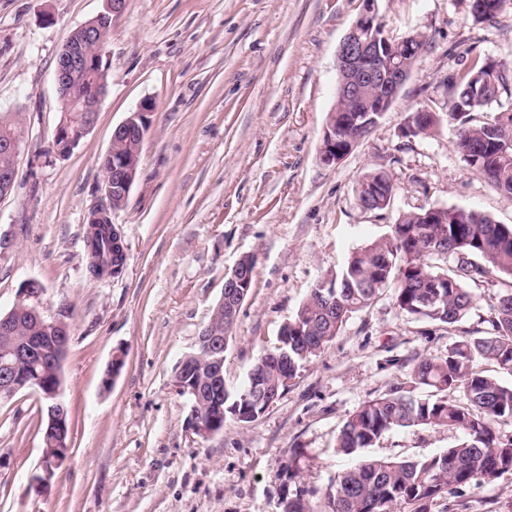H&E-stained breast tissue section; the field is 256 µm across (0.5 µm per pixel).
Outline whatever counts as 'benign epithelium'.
Masks as SVG:
<instances>
[{"label": "benign epithelium", "instance_id": "obj_1", "mask_svg": "<svg viewBox=\"0 0 512 512\" xmlns=\"http://www.w3.org/2000/svg\"><path fill=\"white\" fill-rule=\"evenodd\" d=\"M372 11L364 7V12L350 27L341 40L336 53V70L339 75L338 89L352 97L360 88V82L377 78L384 84L386 95L377 111L387 112L399 90L408 79L405 72L395 68L392 59L396 52L394 41L388 36L380 37L375 33ZM81 33V42L74 44L67 40L59 53L55 79L58 93H63L66 84L72 79L77 68L89 69L102 61L103 50L112 33V27L106 22H87L76 28ZM107 83H97L93 95L85 100L78 111L87 113L83 121L61 120L54 131L52 155L65 157L70 154L93 127L99 105L105 96ZM154 104L148 100L139 104L124 122L115 130L114 136L143 143L149 130V115ZM359 125L354 118L341 124L342 131L336 130V123L325 125L320 147L321 159L326 165H337L360 143L351 129ZM105 159L112 166H102L103 180L98 187L99 203L88 214L90 231H95L100 222L110 220L109 198L126 199L135 180L139 163V152L115 158L105 153ZM250 274L248 268L237 264L224 280V289L218 308L224 311V319L235 320L245 300ZM44 288L39 281L28 279L18 289L13 307L0 314V336L8 339L0 363V401H9L17 393L28 390L37 394L47 406L48 423L42 438L44 448L40 464L41 473L32 477L36 491L46 490L51 484L55 471L63 463L68 449L69 426L66 421L68 407L62 399V367L70 341L68 323L62 317L43 315ZM32 313L40 322L43 335L33 336L25 342L13 341L15 330L14 315ZM229 339L220 336L208 326L204 327L193 351L185 354L177 363L173 376L176 391L189 398L191 429L202 438H208L222 430L220 417H205L198 411L197 402L201 401L200 390L203 386H217L219 382L202 376L203 366L209 362L224 360V352ZM52 363L55 376L51 381L31 376L22 366L33 363Z\"/></svg>", "mask_w": 512, "mask_h": 512}]
</instances>
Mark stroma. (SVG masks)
Instances as JSON below:
<instances>
[{"instance_id":"1","label":"stroma","mask_w":512,"mask_h":512,"mask_svg":"<svg viewBox=\"0 0 512 512\" xmlns=\"http://www.w3.org/2000/svg\"><path fill=\"white\" fill-rule=\"evenodd\" d=\"M104 0H0V113L25 126L12 194L0 200V313L23 281L44 287V312L65 315L67 457L39 494L43 404L22 391L0 402V512H282L283 493L326 490L355 459L336 451L345 418L415 358L490 332L496 279L470 285L475 303L455 331L407 316L387 288L354 313L249 423L225 419L204 439L172 378L246 255L253 285L224 353V385H244L263 351L310 290L349 254L385 237L420 207L476 210L512 224V197L454 148L456 125L405 137L409 112L448 109L447 78L476 56L512 70V4L478 22L471 0H378L390 38L421 33L427 48L368 138L338 165L320 160L336 102V51L363 0H126L103 62L110 79L96 123L72 153L48 158L59 121L57 54ZM155 110L141 164L112 223L126 248L122 272H88V212L98 160L142 100ZM395 185L389 207L363 210L356 186L370 170ZM124 366L102 381L115 350ZM459 432L393 430L373 457L414 459L455 446ZM298 476L286 481L284 468ZM431 512H512V472L437 500Z\"/></svg>"}]
</instances>
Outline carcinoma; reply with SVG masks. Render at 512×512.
Segmentation results:
<instances>
[{"label": "carcinoma", "mask_w": 512, "mask_h": 512, "mask_svg": "<svg viewBox=\"0 0 512 512\" xmlns=\"http://www.w3.org/2000/svg\"><path fill=\"white\" fill-rule=\"evenodd\" d=\"M507 0H483L484 8L471 7L476 21H490ZM425 42L414 38L398 51L401 63L412 69ZM94 75L70 81L63 105L73 106L88 98ZM448 113L412 112L404 136L428 134L443 119L456 123V148L467 164L498 191L512 195V107L500 104L502 95L512 96V72L492 62L475 59L463 74L448 83ZM379 102L377 86H363L356 99H336L335 115L327 120L340 123L369 110ZM500 108L479 123L471 113L491 103ZM24 126L18 114L0 113V142L23 140ZM395 186L385 172L373 170L358 181L360 206L372 212L385 210ZM112 228L101 226L86 240L93 261L89 272L97 276L112 261ZM449 261L441 268L432 260ZM512 279V225L499 224L475 210L427 207L400 216L390 234L359 248L326 278L328 287L314 288L278 338V346L257 361L255 373L244 386L229 395L213 389L204 395L212 415L226 413L240 423H249L265 411L244 410L242 396L255 379L278 383L280 376H296L308 357L321 350L350 315L369 307L385 288L395 290L398 309L411 317L425 318L453 330L473 306L466 285L494 278ZM488 336L466 337L448 344L441 357L415 361L408 381L390 385L379 396L364 402L344 420L336 437L337 451L358 456L374 447L386 433L397 428L427 426L448 428L463 435L454 447L414 460L363 457L337 476L322 494L321 512H397L401 505L410 512H430L437 500L460 492L474 482H493L512 471V437L503 438L496 425L512 422V385L477 369L484 359L512 375V291L501 293L493 303ZM32 314L16 324L15 340L40 336ZM423 386L433 398L415 399L410 391ZM283 512H314L302 496L283 494Z\"/></svg>", "instance_id": "carcinoma-1"}]
</instances>
